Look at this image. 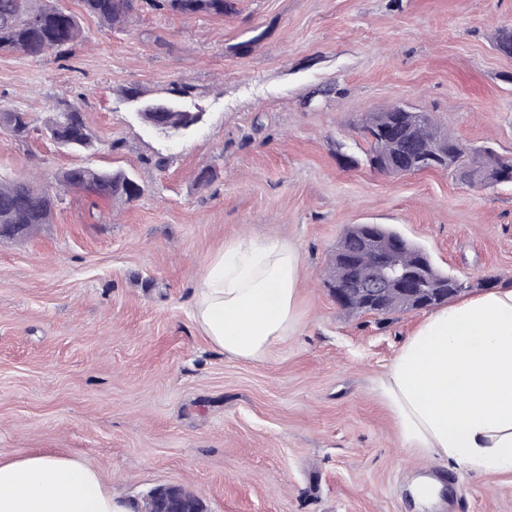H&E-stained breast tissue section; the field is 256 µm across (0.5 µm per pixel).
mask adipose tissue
Masks as SVG:
<instances>
[{"label":"adipose tissue","instance_id":"adipose-tissue-1","mask_svg":"<svg viewBox=\"0 0 512 512\" xmlns=\"http://www.w3.org/2000/svg\"><path fill=\"white\" fill-rule=\"evenodd\" d=\"M298 250L242 237L208 262L192 317L230 356L258 361L299 325ZM404 447L462 470L512 472V283L430 312L379 380ZM0 512H125L94 467L34 453L0 461Z\"/></svg>","mask_w":512,"mask_h":512}]
</instances>
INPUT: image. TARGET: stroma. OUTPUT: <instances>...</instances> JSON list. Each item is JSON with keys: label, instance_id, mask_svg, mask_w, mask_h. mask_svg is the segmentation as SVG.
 <instances>
[{"label": "stroma", "instance_id": "stroma-1", "mask_svg": "<svg viewBox=\"0 0 512 512\" xmlns=\"http://www.w3.org/2000/svg\"><path fill=\"white\" fill-rule=\"evenodd\" d=\"M234 3L221 17L145 8L117 30L59 0L82 41L0 53V110L32 119L24 140L0 125V176L88 165L143 187L129 203L70 190L49 223L0 237V459H79L128 512L168 485L207 512H512V473L418 457L375 391L424 311L351 316L327 284L353 224L389 225L470 284L512 280V185L387 175L358 134L365 113L406 103L512 156V57L495 49L512 0ZM176 81L202 120L170 137L138 112ZM61 97L93 150L45 136ZM243 236L302 261L300 327L261 361L224 354L191 314L195 279ZM420 478L441 487L417 506Z\"/></svg>", "mask_w": 512, "mask_h": 512}]
</instances>
